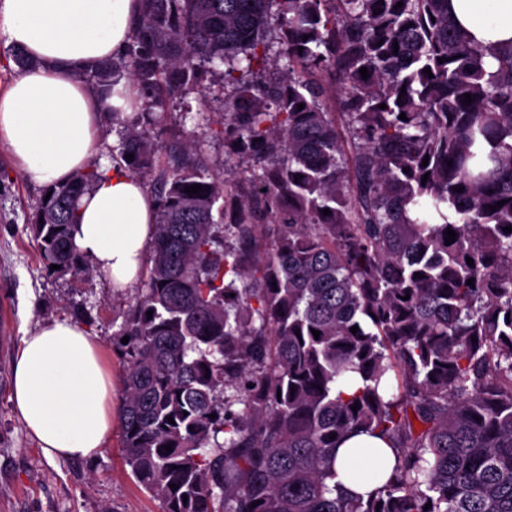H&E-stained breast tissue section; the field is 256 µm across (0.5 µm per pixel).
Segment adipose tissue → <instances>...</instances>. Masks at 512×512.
<instances>
[{"instance_id": "obj_1", "label": "adipose tissue", "mask_w": 512, "mask_h": 512, "mask_svg": "<svg viewBox=\"0 0 512 512\" xmlns=\"http://www.w3.org/2000/svg\"><path fill=\"white\" fill-rule=\"evenodd\" d=\"M460 26L488 45L512 41V0H451ZM139 0H0L8 40L34 64L0 95V138L23 170L60 184L84 172L99 147L102 113L119 106L100 97L83 74L124 52ZM156 204L141 180L104 169L78 203L74 239L80 253L113 288L141 277L155 234ZM112 376L94 338L55 321L23 336L12 368V400L48 459L97 456L112 433ZM395 456L376 436L340 448L336 481L367 495Z\"/></svg>"}]
</instances>
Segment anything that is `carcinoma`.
Here are the masks:
<instances>
[{
	"instance_id": "1",
	"label": "carcinoma",
	"mask_w": 512,
	"mask_h": 512,
	"mask_svg": "<svg viewBox=\"0 0 512 512\" xmlns=\"http://www.w3.org/2000/svg\"><path fill=\"white\" fill-rule=\"evenodd\" d=\"M139 2L125 52L86 75L136 85L115 168L157 205L112 337L134 478L164 512H512V43L469 38L449 0ZM217 60L230 181L167 112ZM100 176L45 190V269H93L73 227ZM362 433L397 457L365 501L332 482Z\"/></svg>"
}]
</instances>
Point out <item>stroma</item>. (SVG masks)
Here are the masks:
<instances>
[{"mask_svg":"<svg viewBox=\"0 0 512 512\" xmlns=\"http://www.w3.org/2000/svg\"><path fill=\"white\" fill-rule=\"evenodd\" d=\"M224 95H190L172 106V118L192 136L208 161L223 163L224 141L211 128L224 110ZM45 191L26 174L0 140V512H163V504L132 477L121 430L113 428L101 454L89 460L47 461L11 401L12 364L28 331L67 319L94 336L112 375V404L122 401V365L112 336L135 297L118 291L98 272L58 276L47 272L29 220Z\"/></svg>","mask_w":512,"mask_h":512,"instance_id":"1","label":"stroma"}]
</instances>
